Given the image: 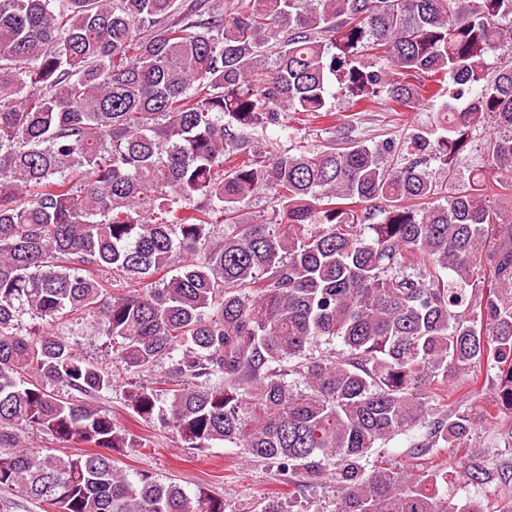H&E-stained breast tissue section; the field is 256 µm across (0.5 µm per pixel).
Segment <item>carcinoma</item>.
Masks as SVG:
<instances>
[{"label":"carcinoma","mask_w":512,"mask_h":512,"mask_svg":"<svg viewBox=\"0 0 512 512\" xmlns=\"http://www.w3.org/2000/svg\"><path fill=\"white\" fill-rule=\"evenodd\" d=\"M506 46L512 0H0V488L42 512H226L117 467L142 437L94 402L128 374L149 428L298 487L329 473L334 512H512L488 455L430 463L476 423L448 387L485 370L512 415ZM335 84L361 112L442 98L438 124L369 146ZM266 187L279 222L240 223ZM87 317L115 364L70 341ZM399 434L407 469L371 459Z\"/></svg>","instance_id":"carcinoma-1"}]
</instances>
